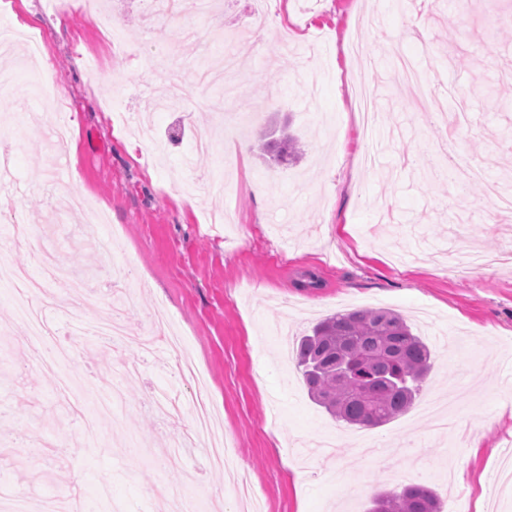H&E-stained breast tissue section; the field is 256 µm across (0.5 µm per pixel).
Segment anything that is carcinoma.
I'll list each match as a JSON object with an SVG mask.
<instances>
[{"label":"carcinoma","instance_id":"cac0c4a2","mask_svg":"<svg viewBox=\"0 0 512 512\" xmlns=\"http://www.w3.org/2000/svg\"><path fill=\"white\" fill-rule=\"evenodd\" d=\"M260 149L284 162L299 151L285 136ZM308 394L332 417L349 425L380 427L408 411L420 395L433 354L405 318L384 309L336 313L299 338L296 350ZM370 512H438L422 485L377 496Z\"/></svg>","mask_w":512,"mask_h":512}]
</instances>
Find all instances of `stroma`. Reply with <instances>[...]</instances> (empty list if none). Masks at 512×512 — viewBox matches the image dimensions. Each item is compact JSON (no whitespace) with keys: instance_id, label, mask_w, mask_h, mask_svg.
<instances>
[{"instance_id":"stroma-1","label":"stroma","mask_w":512,"mask_h":512,"mask_svg":"<svg viewBox=\"0 0 512 512\" xmlns=\"http://www.w3.org/2000/svg\"><path fill=\"white\" fill-rule=\"evenodd\" d=\"M224 18L147 22L138 0H108L120 43L107 41L86 10L58 14L47 0H8L0 27L45 38L53 100L41 130L11 151L0 171V201L19 203L46 246L68 237L111 241L112 260L68 248L64 262L87 271L108 316L125 283L138 296L127 316L132 338L100 354L95 336L73 334L70 283L49 291L47 316L75 349L61 373L77 377L61 394L41 370L15 290L0 276V494L81 497L87 512H157L149 492L164 485L192 493L198 512H240L233 480L211 465L191 432L190 413L164 417L152 393L181 394L179 362H195L225 428L232 466L246 468L265 512H367L374 493L419 483L441 512H512V480L499 475L512 451V222L487 199L483 183L460 199L438 184L441 129L416 106L419 93L444 97L447 77L468 90L474 75L498 97L468 101L469 123L453 151L488 177L512 171V39L498 35L496 8L472 0H223ZM373 17L372 26L362 24ZM134 51H125V44ZM428 68L424 90L393 80V45ZM235 54L239 88L201 84L202 69ZM25 47L0 55V126L29 111L13 85L28 81ZM118 76L109 85L104 75ZM378 97L380 143L359 124L354 89ZM69 136L53 142L56 122ZM289 128L302 152L268 164L259 145ZM219 135L214 152L195 148L197 132ZM460 244L498 257L471 271L448 256ZM136 268L138 278L128 277ZM383 308L403 314L435 354L421 396L451 403L452 417L481 438L478 455L455 433H441L419 407L390 423L358 428L315 405L285 341L308 334L336 312ZM164 313L181 336L180 354L136 340ZM448 334L440 344V334ZM121 388L113 423L82 431L98 397ZM40 448L37 461L11 438ZM152 449L191 448L182 468L145 459Z\"/></svg>"}]
</instances>
